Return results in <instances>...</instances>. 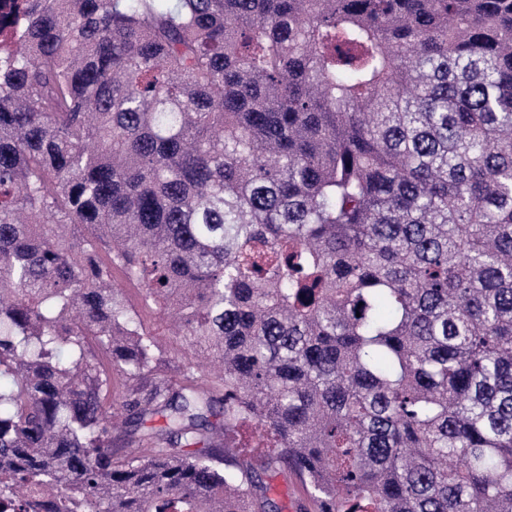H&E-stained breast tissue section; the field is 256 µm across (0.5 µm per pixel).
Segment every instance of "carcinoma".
<instances>
[{
	"mask_svg": "<svg viewBox=\"0 0 512 512\" xmlns=\"http://www.w3.org/2000/svg\"><path fill=\"white\" fill-rule=\"evenodd\" d=\"M278 470L318 512H512V0H18L0 512H266ZM114 277L115 283L122 288L127 299L138 310L144 325L158 339L164 350L163 356L167 360L166 375L168 378L175 379L177 377L176 366L182 360V349L177 337L172 335L171 324L155 311L141 307V292L137 284L125 281L120 273H115Z\"/></svg>",
	"mask_w": 512,
	"mask_h": 512,
	"instance_id": "carcinoma-1",
	"label": "carcinoma"
}]
</instances>
